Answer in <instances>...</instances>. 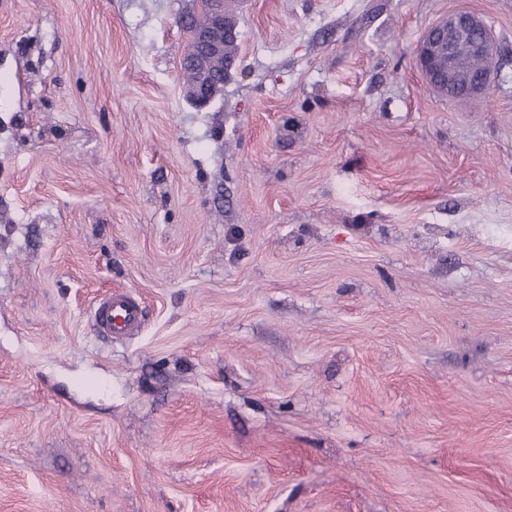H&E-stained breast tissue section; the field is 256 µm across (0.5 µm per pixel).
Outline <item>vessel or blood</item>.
I'll return each mask as SVG.
<instances>
[{
    "label": "vessel or blood",
    "instance_id": "vessel-or-blood-1",
    "mask_svg": "<svg viewBox=\"0 0 512 512\" xmlns=\"http://www.w3.org/2000/svg\"><path fill=\"white\" fill-rule=\"evenodd\" d=\"M90 318L98 335L113 340H125L138 335L143 324L140 304L128 291H115L95 302Z\"/></svg>",
    "mask_w": 512,
    "mask_h": 512
}]
</instances>
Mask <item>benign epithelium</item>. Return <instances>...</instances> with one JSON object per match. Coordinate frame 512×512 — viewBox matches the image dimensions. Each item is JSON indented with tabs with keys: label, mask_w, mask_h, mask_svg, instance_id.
<instances>
[{
	"label": "benign epithelium",
	"mask_w": 512,
	"mask_h": 512,
	"mask_svg": "<svg viewBox=\"0 0 512 512\" xmlns=\"http://www.w3.org/2000/svg\"><path fill=\"white\" fill-rule=\"evenodd\" d=\"M206 21L199 22L194 12L178 16V25L191 30L190 46L182 63L195 68L186 85L188 97L199 106H207L218 96L207 81L211 66L224 58V38H238L237 22L224 13V0H207ZM467 44L471 54L483 57L487 65L479 74L471 73L457 56L459 44ZM496 53L492 29L487 21L476 14L458 11L432 25L419 41L415 51L417 66L429 84L439 78L437 68L443 57H448V97L469 100L486 94L495 69Z\"/></svg>",
	"instance_id": "obj_1"
}]
</instances>
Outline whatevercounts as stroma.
I'll return each mask as SVG.
<instances>
[{"mask_svg": "<svg viewBox=\"0 0 512 512\" xmlns=\"http://www.w3.org/2000/svg\"><path fill=\"white\" fill-rule=\"evenodd\" d=\"M194 6L0 0V512H512V0H234L204 108ZM207 18L199 22L194 12H185L178 16V25L185 30H191L190 46L182 59L185 65L195 68L189 72L191 81L186 85L188 97L199 106H207L218 96L206 81L211 66L220 59L236 61L238 56V41L228 40L232 37L238 40L237 22L224 13V0H207ZM460 43H466L472 55L488 61L468 58L472 71L479 72L485 68L483 72L476 75L463 66L456 53ZM445 53L448 54V97L469 100L481 97L490 90L496 47L492 29L485 19L470 12L458 11L448 14L426 31L416 47L415 61L431 86L440 76L437 68L442 64ZM90 318L93 330L111 340L137 336L143 324L140 303L129 291H115L95 302Z\"/></svg>", "mask_w": 512, "mask_h": 512, "instance_id": "obj_1", "label": "stroma"}]
</instances>
